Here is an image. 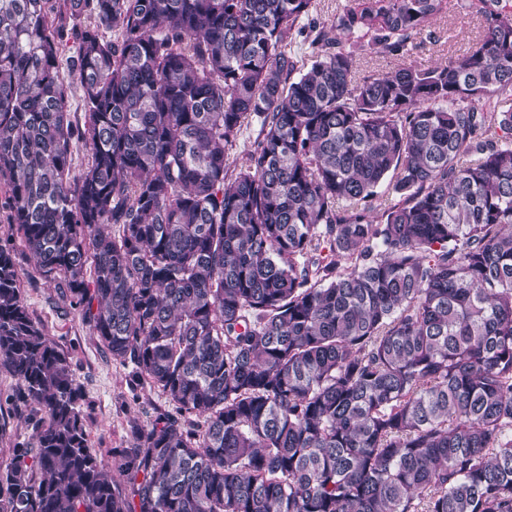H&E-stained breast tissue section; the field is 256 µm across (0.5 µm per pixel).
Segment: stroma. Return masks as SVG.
<instances>
[{
	"mask_svg": "<svg viewBox=\"0 0 512 512\" xmlns=\"http://www.w3.org/2000/svg\"><path fill=\"white\" fill-rule=\"evenodd\" d=\"M467 0H448V8L418 35L401 56H386L371 48L356 55V74L387 73L402 65L431 66L466 52L483 33V20L466 6ZM0 241L12 244L24 299L35 321L69 358L81 390V411L89 444L104 463L127 447L137 428L149 425L170 408L165 396L136 380L130 364L114 360L100 342L81 309L60 294L55 282L45 279L23 242L13 235L9 209L0 194ZM16 380L0 367V468L6 467L13 448L28 437L25 408L14 400Z\"/></svg>",
	"mask_w": 512,
	"mask_h": 512,
	"instance_id": "35a3bbf8",
	"label": "stroma"
}]
</instances>
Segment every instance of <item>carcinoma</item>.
<instances>
[{"mask_svg": "<svg viewBox=\"0 0 512 512\" xmlns=\"http://www.w3.org/2000/svg\"><path fill=\"white\" fill-rule=\"evenodd\" d=\"M65 3L0 0V189L174 412L107 467L0 244V365L34 404L0 512H512V0H471L448 62L361 79L362 40L397 56L447 0L328 28L316 0Z\"/></svg>", "mask_w": 512, "mask_h": 512, "instance_id": "obj_1", "label": "carcinoma"}]
</instances>
